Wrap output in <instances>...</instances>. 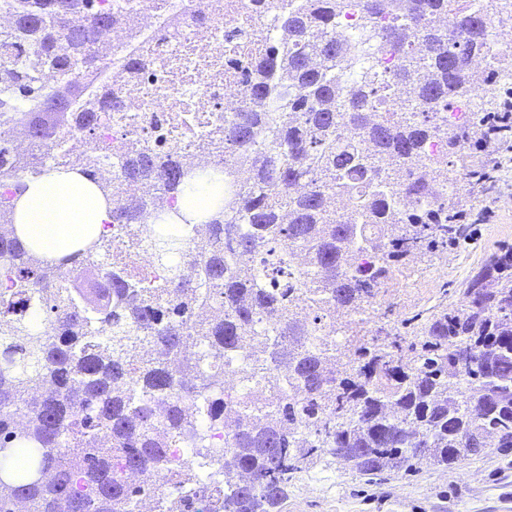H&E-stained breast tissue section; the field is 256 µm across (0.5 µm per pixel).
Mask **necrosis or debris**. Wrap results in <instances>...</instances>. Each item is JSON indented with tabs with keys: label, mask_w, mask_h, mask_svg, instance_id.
<instances>
[{
	"label": "necrosis or debris",
	"mask_w": 512,
	"mask_h": 512,
	"mask_svg": "<svg viewBox=\"0 0 512 512\" xmlns=\"http://www.w3.org/2000/svg\"><path fill=\"white\" fill-rule=\"evenodd\" d=\"M129 25L99 30L107 48L99 71L121 91L118 106L104 112L96 138L60 126L50 140H35L17 122L0 124V142L28 162L27 174L68 163L112 187V204L128 197L175 210L159 180L127 185L121 146H158L187 156L192 171H236L239 157L224 151V124L247 101L245 74L267 46L288 43L283 17L288 0H103ZM145 61L131 75L132 60ZM112 251L146 274H166L148 233L112 228Z\"/></svg>",
	"instance_id": "1"
}]
</instances>
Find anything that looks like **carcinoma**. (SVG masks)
<instances>
[{
    "label": "carcinoma",
    "mask_w": 512,
    "mask_h": 512,
    "mask_svg": "<svg viewBox=\"0 0 512 512\" xmlns=\"http://www.w3.org/2000/svg\"><path fill=\"white\" fill-rule=\"evenodd\" d=\"M89 25L59 38L66 19L50 0H13L16 25L0 49L31 52L0 70V114L39 109L54 84L94 70L97 27L112 13L97 0H63ZM358 0L357 42L336 32L346 0H303L288 10L292 41L247 74L251 104L224 124V147L248 164L245 186L224 182V204L199 223L164 211L147 219L131 200L112 224L144 229L157 259L174 263L153 285L115 266L101 279L66 285L16 233L0 235V512L22 499L31 512H135L156 480L175 495L160 512H276L288 482L323 452L360 477L408 471L426 448L439 465L480 455L485 436L512 448V254L495 253L458 289L460 309L420 315L412 340L384 327L360 339L338 375V310L374 309L403 261L465 238L451 200L426 198L448 183V156L462 135H480L495 105L497 58L488 54L490 14L512 0ZM453 22L440 31L432 15ZM400 57L391 84L416 85L371 113L386 92L375 63ZM361 65L344 88L336 58ZM484 94L448 133V113L472 89ZM110 80L78 89L69 113L96 129L115 102ZM439 141L432 178L416 168ZM188 162L133 146L124 179L159 178L172 196L194 197L207 175ZM192 235L211 243L190 254ZM103 234L67 260L108 256ZM43 316L35 325L14 310ZM235 359L243 392H224ZM277 374L282 392L267 393ZM237 417L224 436L228 415ZM276 453H271V449Z\"/></svg>",
    "instance_id": "cac0c4a2"
}]
</instances>
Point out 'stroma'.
I'll return each instance as SVG.
<instances>
[{
  "mask_svg": "<svg viewBox=\"0 0 512 512\" xmlns=\"http://www.w3.org/2000/svg\"><path fill=\"white\" fill-rule=\"evenodd\" d=\"M451 167L459 191L456 210L492 205L490 223L468 225L465 241L444 251L412 256L381 296L390 323L398 325L437 305L457 309L458 288L491 253L512 248V167L488 189L471 188L468 165L481 155L472 143L457 150ZM279 512H512V449L484 448L480 456L445 468L416 459L411 474L358 477L343 460L326 454L294 474Z\"/></svg>",
  "mask_w": 512,
  "mask_h": 512,
  "instance_id": "35a3bbf8",
  "label": "stroma"
}]
</instances>
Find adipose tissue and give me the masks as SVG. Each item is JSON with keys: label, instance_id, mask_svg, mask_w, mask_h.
<instances>
[{"label": "adipose tissue", "instance_id": "1", "mask_svg": "<svg viewBox=\"0 0 512 512\" xmlns=\"http://www.w3.org/2000/svg\"><path fill=\"white\" fill-rule=\"evenodd\" d=\"M111 220L101 191L72 172L28 178L15 201L17 237L41 258H59L97 238Z\"/></svg>", "mask_w": 512, "mask_h": 512}]
</instances>
